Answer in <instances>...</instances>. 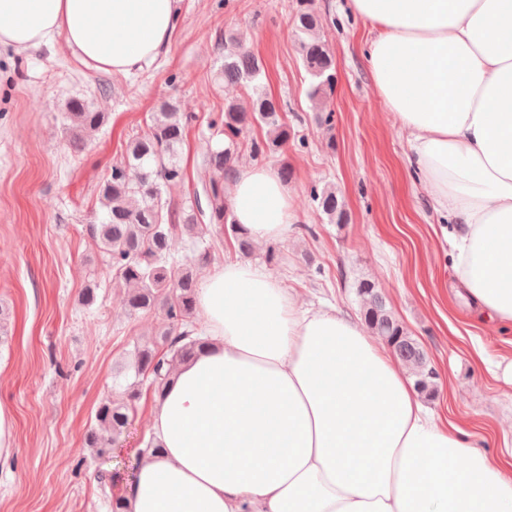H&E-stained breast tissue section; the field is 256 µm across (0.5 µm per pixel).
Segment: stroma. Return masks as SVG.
I'll list each match as a JSON object with an SVG mask.
<instances>
[{
	"label": "stroma",
	"instance_id": "stroma-1",
	"mask_svg": "<svg viewBox=\"0 0 512 512\" xmlns=\"http://www.w3.org/2000/svg\"><path fill=\"white\" fill-rule=\"evenodd\" d=\"M297 0H179L168 52L131 74L87 68L63 47L16 59L0 52V406L13 417L15 457L0 471V512H109L149 437L138 406L112 457L95 455L86 436L105 399L122 394L118 366L162 330L164 315H129L112 284L110 259L91 240L98 191L128 140L147 131L160 102L195 113L181 159L183 183L163 192L171 208L202 191L213 145L209 122L228 100L249 104L251 89L217 85L224 35L239 33L264 64L261 83L283 110L292 138L267 164L289 166L298 220L267 267L301 303L361 315L360 281L375 283L388 308L422 345L439 373L427 405L443 425L471 433L482 450L512 466V324L477 314L457 292L448 223L427 200L409 162V134L377 95L364 55L370 25L348 0H314L318 36L336 62V83L320 103L289 24ZM75 97L95 102L107 122L83 152L66 145L62 113ZM333 112L332 125L318 112ZM333 185L348 213L329 223L309 195ZM206 278L240 259L228 235L201 217ZM97 282V300L81 294ZM110 476L100 486L98 474Z\"/></svg>",
	"mask_w": 512,
	"mask_h": 512
}]
</instances>
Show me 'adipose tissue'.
Segmentation results:
<instances>
[{
  "label": "adipose tissue",
  "mask_w": 512,
  "mask_h": 512,
  "mask_svg": "<svg viewBox=\"0 0 512 512\" xmlns=\"http://www.w3.org/2000/svg\"><path fill=\"white\" fill-rule=\"evenodd\" d=\"M178 0H0V50L63 43L84 66L143 70ZM374 34L377 93L411 137L425 195L451 221L463 295L512 322V0H350ZM230 205L252 240L297 220L276 168L235 165ZM207 345L149 411L155 446L124 512H512V471L440 426L382 341L299 305L252 263L202 283Z\"/></svg>",
  "instance_id": "ef3b65f1"
}]
</instances>
